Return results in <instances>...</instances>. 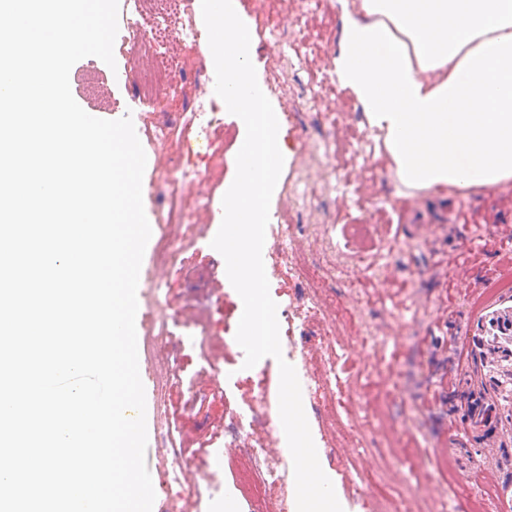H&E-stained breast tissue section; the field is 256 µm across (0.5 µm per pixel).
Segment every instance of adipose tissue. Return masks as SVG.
I'll use <instances>...</instances> for the list:
<instances>
[{
    "label": "adipose tissue",
    "mask_w": 512,
    "mask_h": 512,
    "mask_svg": "<svg viewBox=\"0 0 512 512\" xmlns=\"http://www.w3.org/2000/svg\"><path fill=\"white\" fill-rule=\"evenodd\" d=\"M333 80L413 191L512 180V0H338Z\"/></svg>",
    "instance_id": "1"
}]
</instances>
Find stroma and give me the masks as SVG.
Returning a JSON list of instances; mask_svg holds the SVG:
<instances>
[{
    "instance_id": "stroma-1",
    "label": "stroma",
    "mask_w": 512,
    "mask_h": 512,
    "mask_svg": "<svg viewBox=\"0 0 512 512\" xmlns=\"http://www.w3.org/2000/svg\"><path fill=\"white\" fill-rule=\"evenodd\" d=\"M238 3L256 37L258 74L278 71L280 89L272 99L288 116L282 134L290 155L270 213L273 223L292 226L303 269L296 277L287 274L276 244L267 241L269 293L279 323L294 329L286 361L311 370L327 362L336 367L332 388L303 389L302 400L320 464L334 475L345 512H369L364 473L386 492L413 493L414 512H470L476 498L482 512H512L507 408L498 409L494 447L481 440L448 446L449 401L491 391L473 337L478 322L503 300L495 283L512 278V182L491 191L448 186L406 194L388 178L384 152H373L367 168L357 154L335 151V144L373 136L361 107L330 76L340 24L336 0H322L310 18L314 44L299 60L283 57L298 36L290 22L298 0H282L279 44L265 30V0ZM181 28V21L169 22L168 49L187 86L214 96L215 74L201 48L183 42ZM114 56L112 67L83 58L69 74L76 102L100 119L121 118L130 99H141L139 72L154 64L152 50L122 39ZM213 104L222 129L208 148L180 146L191 118L189 97L144 102L133 121L147 157L142 191L150 224L169 200L161 180L166 168L209 173L191 187L199 206L171 239V264L154 263L157 242L149 240L137 290L139 372L149 413L146 466L155 482L175 461L191 467L188 485L155 495L173 512H222L228 501L237 512H250L237 488L224 425L234 414L250 422L258 386H265L270 403L279 394L274 358L243 366L235 339L241 298L211 246L218 231L214 212L235 173L244 134L221 99L214 96ZM163 112L175 126L159 144L152 130ZM363 222L377 245L393 246L374 270L359 260L363 241L352 233ZM313 301L317 314L298 321L301 306ZM158 318L165 335L146 336V326ZM155 359L174 366L166 387L153 379Z\"/></svg>"
}]
</instances>
